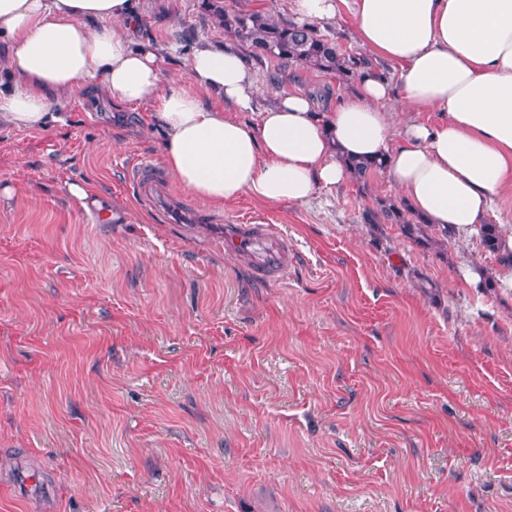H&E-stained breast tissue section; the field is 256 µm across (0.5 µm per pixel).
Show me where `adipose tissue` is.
Segmentation results:
<instances>
[{
	"label": "adipose tissue",
	"instance_id": "adipose-tissue-1",
	"mask_svg": "<svg viewBox=\"0 0 512 512\" xmlns=\"http://www.w3.org/2000/svg\"><path fill=\"white\" fill-rule=\"evenodd\" d=\"M344 7L367 52L354 93L323 112L308 93L283 91L246 122L258 87L232 46L198 45L185 78L167 85L158 48L130 37L139 0H0L9 79L0 119L42 129L91 81L115 102L153 107L164 165L201 203L248 194L302 204L348 180L345 158H364L383 161L427 224L478 232L512 196V0H292L310 23ZM383 60L397 81L381 73ZM396 96L406 111H383ZM421 111L441 118L420 120Z\"/></svg>",
	"mask_w": 512,
	"mask_h": 512
}]
</instances>
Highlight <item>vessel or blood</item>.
Masks as SVG:
<instances>
[{"mask_svg": "<svg viewBox=\"0 0 512 512\" xmlns=\"http://www.w3.org/2000/svg\"><path fill=\"white\" fill-rule=\"evenodd\" d=\"M131 175L134 189L142 200L149 203L165 200L167 186L153 161H140L132 167ZM224 244L240 253L256 278L277 280L288 271L292 245L287 233L276 225L261 221L225 225Z\"/></svg>", "mask_w": 512, "mask_h": 512, "instance_id": "b4317fda", "label": "vessel or blood"}]
</instances>
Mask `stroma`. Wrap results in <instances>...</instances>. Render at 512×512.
Listing matches in <instances>:
<instances>
[{
  "label": "stroma",
  "mask_w": 512,
  "mask_h": 512,
  "mask_svg": "<svg viewBox=\"0 0 512 512\" xmlns=\"http://www.w3.org/2000/svg\"><path fill=\"white\" fill-rule=\"evenodd\" d=\"M135 36L168 83L229 40L202 0H140ZM238 49L248 122L357 84ZM161 141L149 108L90 87L42 130L0 127V512H512V288L464 277L497 256L366 223L402 201L377 172L183 230L128 177ZM226 219L287 232L284 279L219 246Z\"/></svg>",
  "instance_id": "35a3bbf8"
}]
</instances>
